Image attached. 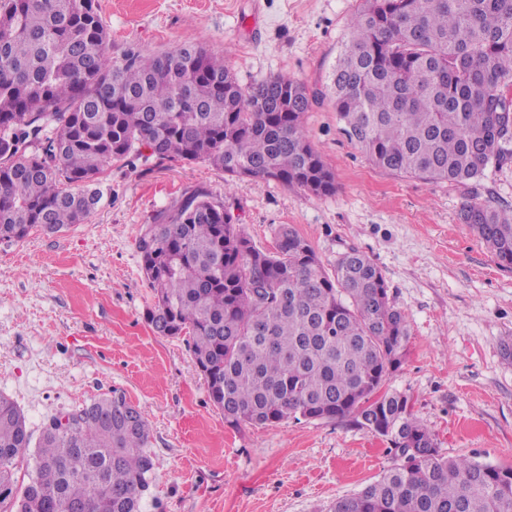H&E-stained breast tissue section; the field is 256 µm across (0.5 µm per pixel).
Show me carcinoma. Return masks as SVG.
<instances>
[{"label": "carcinoma", "instance_id": "cac0c4a2", "mask_svg": "<svg viewBox=\"0 0 512 512\" xmlns=\"http://www.w3.org/2000/svg\"><path fill=\"white\" fill-rule=\"evenodd\" d=\"M349 33L333 105L377 167L465 183L512 161V0H363ZM108 44L94 0H0V243L83 223L110 192L105 169L145 150L336 191L304 130L302 82L244 88L198 45L114 61ZM460 219L512 270V207L470 201ZM137 250L154 292L148 324L191 339L226 423L349 419L389 444L393 466L329 512H512V466L445 456L406 394L377 395L410 327L366 254H342L330 274L291 226L264 251L203 189L144 225ZM127 402L115 390L76 409L75 429L42 430L20 486L32 433L0 394V512H139L158 463Z\"/></svg>", "mask_w": 512, "mask_h": 512}]
</instances>
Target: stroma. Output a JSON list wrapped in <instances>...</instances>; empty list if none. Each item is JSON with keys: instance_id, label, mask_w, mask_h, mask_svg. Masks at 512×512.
I'll use <instances>...</instances> for the list:
<instances>
[{"instance_id": "35a3bbf8", "label": "stroma", "mask_w": 512, "mask_h": 512, "mask_svg": "<svg viewBox=\"0 0 512 512\" xmlns=\"http://www.w3.org/2000/svg\"><path fill=\"white\" fill-rule=\"evenodd\" d=\"M362 0H97L110 53L194 43L224 56L241 86L304 83L307 135L336 191L229 182L204 162H119L81 224L0 243V393L40 433L51 414L119 390L150 423L159 463L140 512H328L393 463L388 445L343 421L227 424L182 337L152 332L153 292L136 241L197 189L238 217L259 248L292 226L326 270L356 249L381 270L410 324L386 389L407 394L442 453L512 466V270L459 219L467 200L512 206V163L459 184L378 168L344 135L331 75Z\"/></svg>"}]
</instances>
